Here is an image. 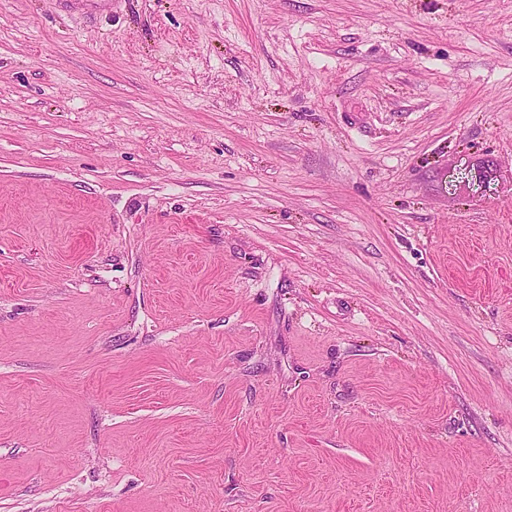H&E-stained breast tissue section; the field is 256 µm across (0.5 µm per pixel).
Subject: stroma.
<instances>
[{"label":"stroma","mask_w":512,"mask_h":512,"mask_svg":"<svg viewBox=\"0 0 512 512\" xmlns=\"http://www.w3.org/2000/svg\"><path fill=\"white\" fill-rule=\"evenodd\" d=\"M54 2L0 0V512H512V0Z\"/></svg>","instance_id":"1"}]
</instances>
